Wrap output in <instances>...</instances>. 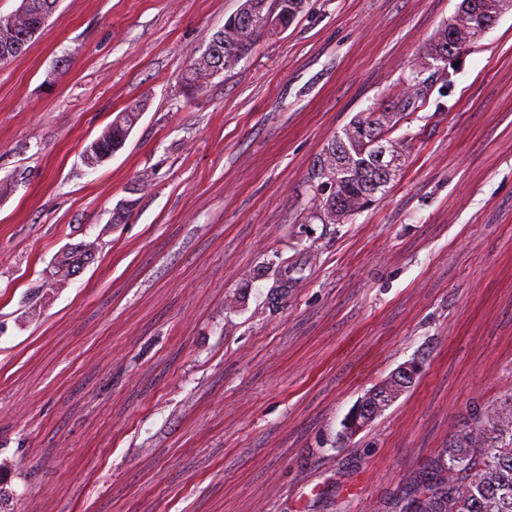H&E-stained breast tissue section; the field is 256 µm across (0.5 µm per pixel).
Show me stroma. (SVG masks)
Masks as SVG:
<instances>
[{
  "mask_svg": "<svg viewBox=\"0 0 512 512\" xmlns=\"http://www.w3.org/2000/svg\"><path fill=\"white\" fill-rule=\"evenodd\" d=\"M460 0H308L190 99L240 0H59L0 65V487L12 512H384L512 399V12L403 121L387 196L303 223L329 140ZM125 146L82 151L135 102ZM124 200L127 223L112 221ZM91 257L55 272L71 248ZM300 262L287 295L281 262ZM421 373L350 442L400 365Z\"/></svg>",
  "mask_w": 512,
  "mask_h": 512,
  "instance_id": "1",
  "label": "stroma"
}]
</instances>
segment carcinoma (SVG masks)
Returning <instances> with one entry per match:
<instances>
[{
  "mask_svg": "<svg viewBox=\"0 0 512 512\" xmlns=\"http://www.w3.org/2000/svg\"><path fill=\"white\" fill-rule=\"evenodd\" d=\"M58 0H28L24 15L0 16V63L21 55L44 29ZM307 0H242L205 49L192 53L182 83L188 95L203 92L211 77L236 65L259 37L286 29L303 13ZM258 12L271 26L249 23ZM492 0H461L448 23L427 48L426 58L457 56L471 46L491 20ZM435 75H414L400 90L384 93L368 111L334 138L313 163L312 206L301 223L341 224L374 206L395 180L390 160L402 155V141L393 138L399 123L416 112L433 86ZM142 104L119 113L85 150L94 163L112 157L126 144L138 122ZM399 383L376 385L363 398L360 423L368 426L380 403L398 397ZM387 512H512V402L508 409L474 411L451 434L448 444L424 465L409 485L398 491Z\"/></svg>",
  "mask_w": 512,
  "mask_h": 512,
  "instance_id": "cac0c4a2",
  "label": "carcinoma"
}]
</instances>
